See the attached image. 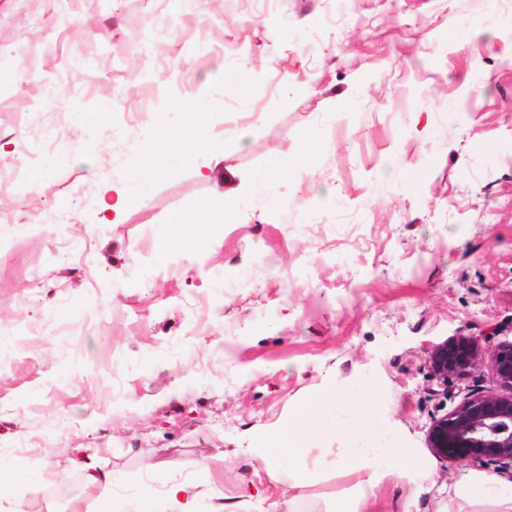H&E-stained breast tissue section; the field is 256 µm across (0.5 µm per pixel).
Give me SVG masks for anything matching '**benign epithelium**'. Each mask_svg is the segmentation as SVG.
I'll return each instance as SVG.
<instances>
[{
	"instance_id": "1",
	"label": "benign epithelium",
	"mask_w": 512,
	"mask_h": 512,
	"mask_svg": "<svg viewBox=\"0 0 512 512\" xmlns=\"http://www.w3.org/2000/svg\"><path fill=\"white\" fill-rule=\"evenodd\" d=\"M485 350L472 336H456L433 347L430 366L448 393L454 380L474 372ZM490 360L499 390L472 391L451 411L434 418L427 447L449 463L472 461L512 474V341L497 343Z\"/></svg>"
}]
</instances>
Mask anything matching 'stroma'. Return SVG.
<instances>
[{"label":"stroma","mask_w":512,"mask_h":512,"mask_svg":"<svg viewBox=\"0 0 512 512\" xmlns=\"http://www.w3.org/2000/svg\"><path fill=\"white\" fill-rule=\"evenodd\" d=\"M238 72L240 88L225 84ZM206 104L204 152L159 139ZM314 149L303 155L295 134ZM150 153L166 174L103 205ZM0 512H333L256 452L320 389L375 390L362 512H490L435 457L431 346L512 341V0H0ZM235 206L215 223L213 205ZM184 220L198 250L160 254ZM97 459L112 483H90Z\"/></svg>","instance_id":"35a3bbf8"}]
</instances>
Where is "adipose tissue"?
Returning a JSON list of instances; mask_svg holds the SVG:
<instances>
[{
	"label": "adipose tissue",
	"mask_w": 512,
	"mask_h": 512,
	"mask_svg": "<svg viewBox=\"0 0 512 512\" xmlns=\"http://www.w3.org/2000/svg\"><path fill=\"white\" fill-rule=\"evenodd\" d=\"M330 404L336 407V420L346 441L315 454L308 443L317 433L323 411ZM374 404V396L367 390L361 392L359 408L354 412L345 409L343 399L330 390L310 395L289 413L274 447L264 449L267 463L274 468L288 467L302 482L319 471L372 470L383 460L395 465L403 463L404 449L384 447L371 432L368 416Z\"/></svg>",
	"instance_id": "adipose-tissue-1"
}]
</instances>
